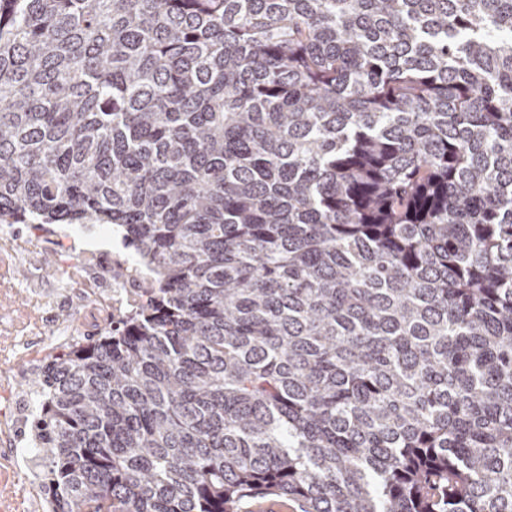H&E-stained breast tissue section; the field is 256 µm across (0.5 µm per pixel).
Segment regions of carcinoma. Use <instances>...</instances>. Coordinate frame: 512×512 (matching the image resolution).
<instances>
[{
	"label": "carcinoma",
	"instance_id": "obj_1",
	"mask_svg": "<svg viewBox=\"0 0 512 512\" xmlns=\"http://www.w3.org/2000/svg\"><path fill=\"white\" fill-rule=\"evenodd\" d=\"M153 269L40 379L54 512H512V0H0V215ZM283 499H258L249 502L245 505L246 508L243 509L242 512H299L296 504L292 501H285L286 503L281 502Z\"/></svg>",
	"mask_w": 512,
	"mask_h": 512
}]
</instances>
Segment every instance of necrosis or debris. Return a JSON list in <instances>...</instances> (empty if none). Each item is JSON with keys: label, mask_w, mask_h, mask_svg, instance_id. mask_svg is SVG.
<instances>
[{"label": "necrosis or debris", "mask_w": 512, "mask_h": 512, "mask_svg": "<svg viewBox=\"0 0 512 512\" xmlns=\"http://www.w3.org/2000/svg\"><path fill=\"white\" fill-rule=\"evenodd\" d=\"M104 230L0 223V512H54L33 466L32 423L41 395L31 377L57 355L121 334L155 296L148 269ZM51 255L54 278L39 262ZM24 278H17V271Z\"/></svg>", "instance_id": "1"}]
</instances>
